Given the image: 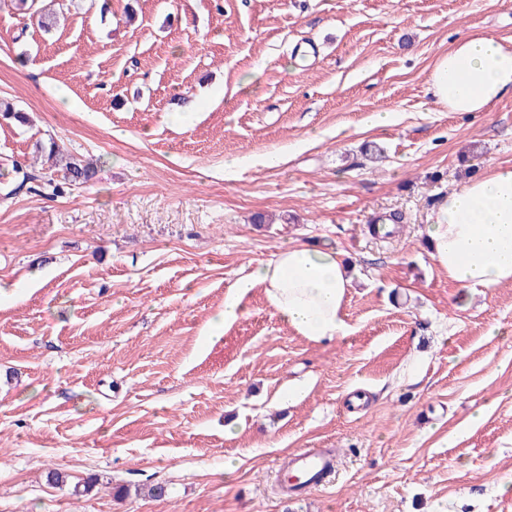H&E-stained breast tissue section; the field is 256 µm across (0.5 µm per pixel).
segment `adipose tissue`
<instances>
[{"label": "adipose tissue", "mask_w": 512, "mask_h": 512, "mask_svg": "<svg viewBox=\"0 0 512 512\" xmlns=\"http://www.w3.org/2000/svg\"><path fill=\"white\" fill-rule=\"evenodd\" d=\"M429 90L449 111L485 112L512 96V47L483 33L459 37L436 60ZM431 257L463 288L512 283V167L466 182L437 208L429 226ZM352 286L341 254L291 244L238 279L209 321L217 336L244 310L253 288L288 325L309 341L345 335L343 302Z\"/></svg>", "instance_id": "obj_1"}]
</instances>
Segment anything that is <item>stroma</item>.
<instances>
[{
    "label": "stroma",
    "mask_w": 512,
    "mask_h": 512,
    "mask_svg": "<svg viewBox=\"0 0 512 512\" xmlns=\"http://www.w3.org/2000/svg\"><path fill=\"white\" fill-rule=\"evenodd\" d=\"M63 15L47 32L0 0V101L29 117L0 118V512H512V283L457 288L427 246L448 193L512 166V97L459 114L429 91L458 36L512 46V0ZM53 144L93 178L65 183ZM299 242L349 261L347 335L310 342L257 287L208 339L237 279ZM303 448L337 469L280 494Z\"/></svg>",
    "instance_id": "1"
}]
</instances>
